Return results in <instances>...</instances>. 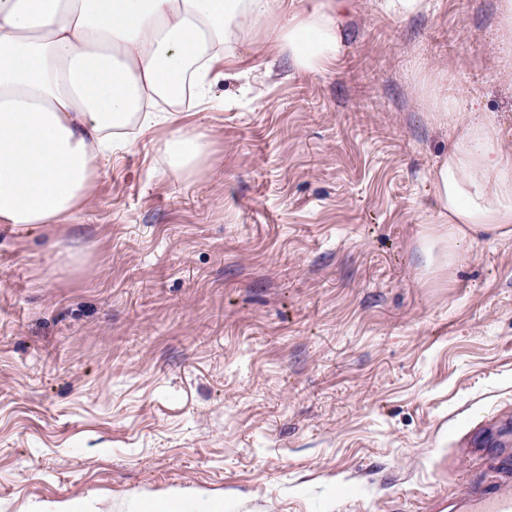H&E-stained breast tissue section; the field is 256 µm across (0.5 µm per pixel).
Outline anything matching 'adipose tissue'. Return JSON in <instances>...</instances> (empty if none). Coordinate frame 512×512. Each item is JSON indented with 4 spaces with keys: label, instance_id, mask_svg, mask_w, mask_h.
<instances>
[{
    "label": "adipose tissue",
    "instance_id": "adipose-tissue-1",
    "mask_svg": "<svg viewBox=\"0 0 512 512\" xmlns=\"http://www.w3.org/2000/svg\"><path fill=\"white\" fill-rule=\"evenodd\" d=\"M354 0H0V224H73L100 159L156 129L160 165L190 178L208 134L180 120L210 105L238 50L256 45L319 73L347 49ZM429 118L448 131L425 234L453 264L463 244L512 236V149L487 113L440 84Z\"/></svg>",
    "mask_w": 512,
    "mask_h": 512
}]
</instances>
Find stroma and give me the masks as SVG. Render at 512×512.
<instances>
[{"label":"stroma","mask_w":512,"mask_h":512,"mask_svg":"<svg viewBox=\"0 0 512 512\" xmlns=\"http://www.w3.org/2000/svg\"><path fill=\"white\" fill-rule=\"evenodd\" d=\"M355 0L327 71L220 80L184 178L145 137L98 165L75 224H0V512H367L482 481L436 469L472 421L512 454V237L447 268L421 234L448 151L417 82L492 113L512 148L501 0Z\"/></svg>","instance_id":"stroma-1"}]
</instances>
